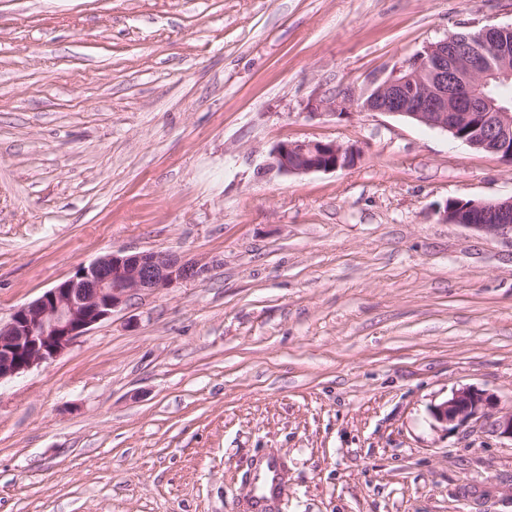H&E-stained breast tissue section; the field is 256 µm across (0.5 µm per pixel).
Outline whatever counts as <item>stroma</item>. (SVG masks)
Returning <instances> with one entry per match:
<instances>
[{
    "mask_svg": "<svg viewBox=\"0 0 512 512\" xmlns=\"http://www.w3.org/2000/svg\"><path fill=\"white\" fill-rule=\"evenodd\" d=\"M512 0H0V321L120 250L208 274L0 384V512H512V238L442 221L512 166L311 115ZM360 160L286 175L281 141ZM470 386L497 412L445 429ZM497 405L491 394L472 387L455 389L443 402L431 409L432 418L448 429L458 428L479 415L486 414ZM267 467L269 474L263 477L260 481L258 476L260 495L255 502V505L258 507L266 506L267 502L272 500L276 495H279L283 489L281 478L275 462L267 461ZM267 493H269L270 498L267 496Z\"/></svg>",
    "mask_w": 512,
    "mask_h": 512,
    "instance_id": "obj_1",
    "label": "stroma"
}]
</instances>
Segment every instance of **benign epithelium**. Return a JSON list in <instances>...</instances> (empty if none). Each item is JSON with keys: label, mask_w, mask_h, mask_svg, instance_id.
I'll return each instance as SVG.
<instances>
[{"label": "benign epithelium", "mask_w": 512, "mask_h": 512, "mask_svg": "<svg viewBox=\"0 0 512 512\" xmlns=\"http://www.w3.org/2000/svg\"><path fill=\"white\" fill-rule=\"evenodd\" d=\"M498 26H484L468 37L449 35L404 59L388 77L376 79L359 97L329 96L310 104L318 112H381L448 132L473 148H486L512 166V111L495 105L484 89L490 81L512 79V57L495 41ZM478 118L482 135L471 138L463 126ZM361 152L335 141H283L271 152L272 166L283 174L334 172L358 162ZM441 219L489 234L512 236V197L494 201L452 199ZM209 265L162 251H119L78 268L75 275L43 292L0 322V383L49 364L69 350L95 325L110 318L141 293L162 294L203 277ZM491 394L472 387L455 389L433 406L432 418L458 428L495 408Z\"/></svg>", "instance_id": "1"}]
</instances>
